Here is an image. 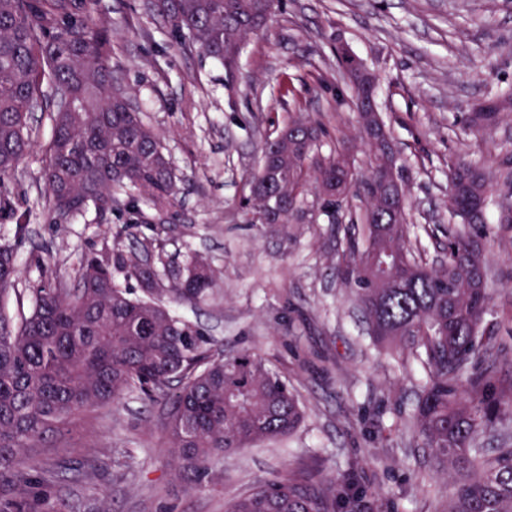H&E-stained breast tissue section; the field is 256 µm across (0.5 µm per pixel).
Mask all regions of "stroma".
I'll return each mask as SVG.
<instances>
[{"instance_id":"stroma-1","label":"stroma","mask_w":512,"mask_h":512,"mask_svg":"<svg viewBox=\"0 0 512 512\" xmlns=\"http://www.w3.org/2000/svg\"><path fill=\"white\" fill-rule=\"evenodd\" d=\"M150 0H94L112 31L114 83L145 122L163 132L179 178L174 206L133 208L118 192L111 209L88 208L52 224L41 181L52 124L30 119L33 146L7 186L27 232L0 223L12 244L20 287L50 279L74 286L82 258L115 248L160 250L169 267L206 257L223 279L205 304L177 307L224 350L248 349L285 365L305 407L282 440L242 448L215 462L201 486L178 477L168 448L166 399L131 394L82 414L48 448L25 452L41 472L47 512H224L238 492L277 472L313 468L322 479L356 467L354 512H444L446 474L409 427L423 371L399 369L373 346L356 297L344 288L340 244L346 224H253L241 207L262 147L290 119L324 130L318 152L350 155L365 171L354 89L334 47L344 43L375 74L377 106L401 151L408 221L444 224L448 163H482L512 152V114L473 132L468 113L512 88V0H279L267 25L245 42L234 76L204 52L184 53ZM488 209L483 241L493 276L485 324L508 355L495 364L512 388V226Z\"/></svg>"}]
</instances>
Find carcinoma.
<instances>
[{
  "label": "carcinoma",
  "instance_id": "1",
  "mask_svg": "<svg viewBox=\"0 0 512 512\" xmlns=\"http://www.w3.org/2000/svg\"><path fill=\"white\" fill-rule=\"evenodd\" d=\"M276 0H155L153 7L180 34L185 51L200 50L233 72L247 38L261 29ZM93 0H0V220L27 224L5 180L30 151L29 120L39 108L53 134L43 182L52 223L69 224L89 205L112 207V190L128 188L147 206L169 208L179 189L158 134L112 80V37L92 15ZM352 108L370 147V172L360 178L344 155L313 154L318 129L301 119L267 140L260 168L249 179L243 208L268 224H294L310 183L318 189L313 221L336 212L349 195L366 205L347 210L358 233L345 239L344 284L354 290L373 341L400 368L420 366L424 379L411 424L435 464L459 473L446 512H512V448L490 453L482 438L494 429L492 409L512 405V389L495 391L491 367H479L492 336L483 327L491 296L482 240L485 210L495 187L490 170L512 186V158L495 167L464 160L448 166L449 209L462 227L448 229L438 263L416 259L411 238L428 232L406 222L403 188L384 189L399 152L382 121L361 112L377 95V79L349 74ZM52 94L47 97L43 86ZM468 124H498L512 90L487 100ZM114 249L84 257L77 286L44 282L33 289L30 312L16 320L0 309V480L24 474L21 455L45 443L84 411L139 393L152 401L171 393L167 431L175 469L200 485L216 460L259 441L293 434L304 407L288 380L261 355L226 353L169 302L198 306L221 278L194 255L175 272ZM121 273L139 293L120 287ZM20 269L12 245L0 244V297L18 303ZM358 490L346 474L333 494L308 470L278 472L233 497L226 512H346Z\"/></svg>",
  "mask_w": 512,
  "mask_h": 512
}]
</instances>
